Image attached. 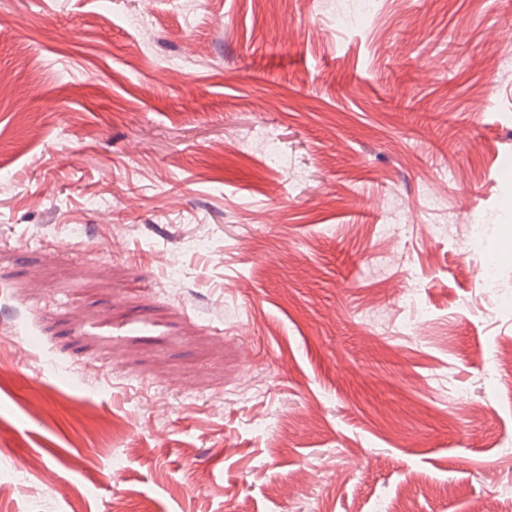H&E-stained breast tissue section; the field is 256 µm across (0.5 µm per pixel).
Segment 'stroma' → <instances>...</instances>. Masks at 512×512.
Returning <instances> with one entry per match:
<instances>
[{
  "label": "stroma",
  "instance_id": "stroma-1",
  "mask_svg": "<svg viewBox=\"0 0 512 512\" xmlns=\"http://www.w3.org/2000/svg\"><path fill=\"white\" fill-rule=\"evenodd\" d=\"M139 10L0 0V512H507L512 0Z\"/></svg>",
  "mask_w": 512,
  "mask_h": 512
}]
</instances>
